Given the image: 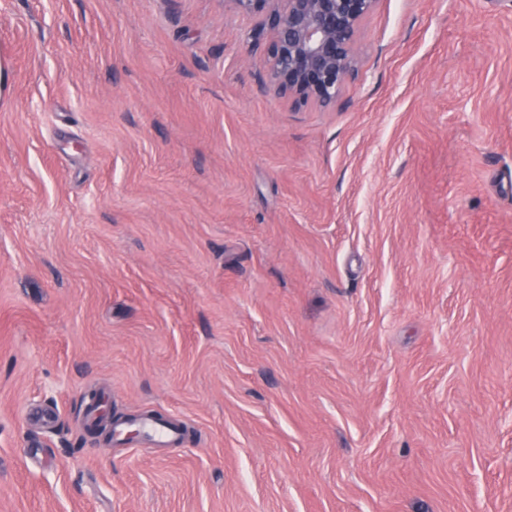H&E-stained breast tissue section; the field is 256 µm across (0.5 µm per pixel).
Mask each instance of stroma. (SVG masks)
Here are the masks:
<instances>
[{"label": "stroma", "instance_id": "obj_1", "mask_svg": "<svg viewBox=\"0 0 512 512\" xmlns=\"http://www.w3.org/2000/svg\"><path fill=\"white\" fill-rule=\"evenodd\" d=\"M253 28L0 0V512H512V0H378L326 108ZM134 435L130 436V432ZM108 440L118 444H135L149 441L157 448H167L181 438L180 426L173 421H160L149 415L136 419L132 426L117 424L111 429Z\"/></svg>", "mask_w": 512, "mask_h": 512}]
</instances>
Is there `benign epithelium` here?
<instances>
[{"label": "benign epithelium", "instance_id": "obj_1", "mask_svg": "<svg viewBox=\"0 0 512 512\" xmlns=\"http://www.w3.org/2000/svg\"><path fill=\"white\" fill-rule=\"evenodd\" d=\"M257 19L254 41L268 43V80L295 105L336 102L356 65L355 38L377 0H226Z\"/></svg>", "mask_w": 512, "mask_h": 512}]
</instances>
